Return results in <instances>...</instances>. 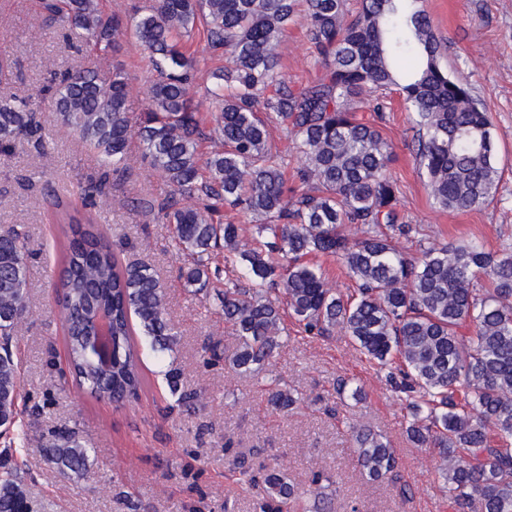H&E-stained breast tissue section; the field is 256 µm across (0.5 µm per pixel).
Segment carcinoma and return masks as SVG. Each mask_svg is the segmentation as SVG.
Here are the masks:
<instances>
[{"instance_id":"cac0c4a2","label":"carcinoma","mask_w":512,"mask_h":512,"mask_svg":"<svg viewBox=\"0 0 512 512\" xmlns=\"http://www.w3.org/2000/svg\"><path fill=\"white\" fill-rule=\"evenodd\" d=\"M304 5L315 78L286 76L277 47ZM34 27L54 21L86 38L104 56L135 36L155 77L146 87L151 108L129 123L128 75L121 69L61 74L49 90L56 120L94 150L103 171L90 184L103 194L121 170L132 136L167 179L166 201L147 205L153 220L172 225L187 259L181 277L198 291L216 288L222 268L241 271L224 289L221 312L240 338L224 365L255 377L283 332L281 303L307 336L340 331L370 360L403 366L400 390L409 398V438L433 445L456 512H512V246H428L410 257L400 239L420 234L405 221L389 172L391 147L357 106L386 109L396 91L415 131L416 159L435 203L448 211L489 204L498 168L487 109L467 80L445 69L423 0H361L347 16L345 0H151L127 20L99 0H40ZM206 34L208 54L188 52L190 35ZM223 60L225 65L216 62ZM209 69L215 108L198 115L193 87ZM212 129H206V125ZM291 138L296 165L272 143L270 128ZM220 148L204 155L201 143ZM24 143L42 147L41 125L23 99L0 100V153ZM63 275L53 283L64 318L75 383L92 396L136 401L148 386L134 336L159 354L181 333L167 318V294L143 263H125L92 204L60 199ZM257 219L254 247H240L239 217ZM355 225L351 235L345 227ZM222 251L224 267L214 263ZM27 235L0 231V429L23 444L19 409L17 329L29 314ZM337 259L356 296L326 287L321 266L307 256ZM110 319L112 358L89 349L96 321ZM164 377L179 408L199 395L181 388L170 367ZM266 403L296 408L286 387L269 388ZM358 462L372 481L390 479L397 461L388 442L369 429L353 431ZM38 451L63 473L87 470L91 449L73 427L51 431ZM256 512H330L321 492L332 476L319 472L313 503L271 466L234 464ZM24 472L10 449L0 452V512H32Z\"/></svg>"}]
</instances>
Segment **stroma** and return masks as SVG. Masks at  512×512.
<instances>
[{"label": "stroma", "mask_w": 512, "mask_h": 512, "mask_svg": "<svg viewBox=\"0 0 512 512\" xmlns=\"http://www.w3.org/2000/svg\"><path fill=\"white\" fill-rule=\"evenodd\" d=\"M38 2L0 0V54L10 55L17 71L16 78L0 86V94L28 99L42 118L45 140L41 153L24 146L0 154V228L22 227L31 251V317L18 330L17 356L20 404L37 408L39 414L28 450L16 454L32 476L31 498L52 502L53 512H255L251 493L232 470L242 456L256 467H276L304 492L312 491L314 473L333 474L336 512H455L439 474L437 449L415 447L408 439L405 400L391 387L386 370L369 362L343 333L307 336L289 318L269 365L258 376H239L220 361L205 363L206 346L230 352L238 340L214 294L184 287L179 278L184 258L174 246L171 225L154 221L140 207L143 199L162 202L169 187L135 138L128 143L126 168L113 175L95 209L113 240L130 241L125 259L149 263L158 272L181 340L162 359L144 351L149 384L138 402L115 404L92 398L75 385H61L67 355L51 288L61 270L53 202L58 197L78 201L100 167L72 129L54 122L50 101L41 92L49 78L46 63L55 61L61 70L96 64L124 68L134 124L149 107L144 88L150 73L133 37L100 61L58 25L32 34ZM424 6L442 44V66L466 77L491 115L499 184L491 204L439 209L418 169L403 101L390 93L391 105L380 122L392 145L390 172L408 223L421 229L405 250L415 256L424 245L478 241L497 251L512 245V0H425ZM279 51L293 82L314 77L303 21L289 25ZM168 361L180 368L186 389L201 392L198 412L176 408L162 375ZM343 380L360 387L361 399L338 392ZM274 383L298 393L299 409L286 414L267 405L264 390ZM65 424L76 427L95 450L87 471L70 478L51 468L38 451L43 434ZM356 428L370 429L390 444L405 491L362 474L352 437Z\"/></svg>", "instance_id": "35a3bbf8"}]
</instances>
